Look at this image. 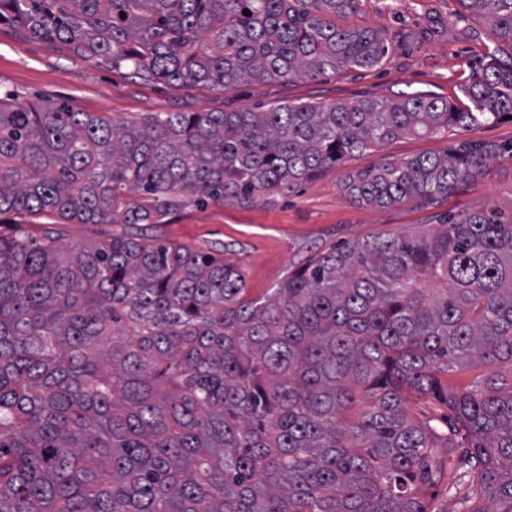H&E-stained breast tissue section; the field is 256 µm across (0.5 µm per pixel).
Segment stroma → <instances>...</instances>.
<instances>
[{"label": "stroma", "instance_id": "1", "mask_svg": "<svg viewBox=\"0 0 512 512\" xmlns=\"http://www.w3.org/2000/svg\"><path fill=\"white\" fill-rule=\"evenodd\" d=\"M355 23L381 29L390 52L368 71H350L318 79L252 81L222 91L196 85L143 81L127 70H110L67 47L32 39L9 23L0 24V93L25 103L65 101L83 112H102L114 120L144 112H224L244 105L288 101L318 104L364 98L395 99L423 91L456 97L459 87L479 72L492 34L488 21L466 12L459 0H361ZM446 136L394 139L307 182L299 193L259 197L242 205L233 200L192 206L167 224L26 223L39 238L53 232L60 244L140 235L184 244L216 256L236 259L252 296L272 293L314 253L351 244L376 234H418L439 223L444 213L496 208L512 211V159L492 161L485 176L436 207L415 201L381 208L353 201L341 189L348 172L400 159L439 153Z\"/></svg>", "mask_w": 512, "mask_h": 512}]
</instances>
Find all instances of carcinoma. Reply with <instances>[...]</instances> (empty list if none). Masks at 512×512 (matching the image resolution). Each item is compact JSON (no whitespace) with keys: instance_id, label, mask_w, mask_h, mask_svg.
<instances>
[{"instance_id":"1","label":"carcinoma","mask_w":512,"mask_h":512,"mask_svg":"<svg viewBox=\"0 0 512 512\" xmlns=\"http://www.w3.org/2000/svg\"><path fill=\"white\" fill-rule=\"evenodd\" d=\"M360 2L0 0V23L224 90L381 66L384 33L349 22ZM460 2L493 35L463 107L413 93L115 122L0 97V214L167 224L292 194L401 135L512 117V0ZM504 154L463 140L342 188L436 206ZM427 398L448 417L417 418ZM464 479L472 512H512V215L332 247L262 300L236 260L187 245L0 230V512H434V490Z\"/></svg>"}]
</instances>
